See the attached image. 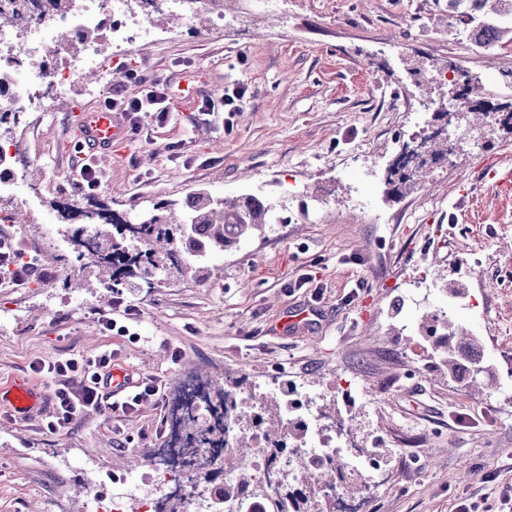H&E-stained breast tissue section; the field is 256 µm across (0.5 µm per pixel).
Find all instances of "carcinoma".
Listing matches in <instances>:
<instances>
[{
    "label": "carcinoma",
    "mask_w": 512,
    "mask_h": 512,
    "mask_svg": "<svg viewBox=\"0 0 512 512\" xmlns=\"http://www.w3.org/2000/svg\"><path fill=\"white\" fill-rule=\"evenodd\" d=\"M490 0H448L456 17L457 32L466 41H476L485 47L500 43L504 35L512 33V0H495L498 20H483L484 9ZM268 203L252 194L214 196L208 191L194 193L185 203L181 216L173 215L165 204L132 220L113 212L96 210L87 213L95 225L97 258L91 262L99 281L105 285L136 278L146 287L155 285L156 276L184 277L200 261L216 251H229L256 238L266 236L270 224L266 220ZM147 241L139 250L133 243ZM426 339H435L438 361L432 370L454 377L463 371L471 386L481 384L488 389L497 387V372L483 359L482 348L476 337L466 335L445 313L426 312L418 325ZM248 377H225L224 382L205 384L207 404L194 416L177 421L178 430L185 438L183 455L195 457L207 449L209 462L228 468L230 457L220 449L232 448L240 461L234 477L224 480L223 496L233 501L238 490L251 483L246 459L254 448V431H260L266 442L280 447L300 438L286 414L285 405L276 396L263 397L256 406H248L238 399L237 389ZM278 473L276 484L261 481L256 495L278 507L287 501L292 512H326L317 500L316 489L302 488L307 481V461L292 459L284 464L271 458Z\"/></svg>",
    "instance_id": "obj_1"
}]
</instances>
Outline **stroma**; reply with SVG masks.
I'll return each instance as SVG.
<instances>
[{
    "mask_svg": "<svg viewBox=\"0 0 512 512\" xmlns=\"http://www.w3.org/2000/svg\"><path fill=\"white\" fill-rule=\"evenodd\" d=\"M283 2L267 14L224 0L214 31L167 0L151 42L105 48L113 77L134 69L163 81L171 112L161 125L141 113L139 133L100 163L95 193L73 178L82 158L73 108L96 110L102 99L74 86L9 132L20 144L25 219L0 224V235L40 251L42 272L32 287L0 293V385L25 378L49 399L55 381L35 364L109 350L133 380L163 390L128 417L86 414L56 433L49 402L25 414L0 404V512H75L97 470L145 478L187 376L242 371L260 395L283 365L316 411L344 419L348 445L383 448V481L355 495L358 512H455L463 500L489 512L512 487V193L480 184L458 195L477 168L512 167V129L460 140L424 182L387 194L416 110L448 101L447 87L425 78L452 66L498 75L512 68V42L485 50L459 40L448 0ZM235 83L246 88L238 111L199 120L202 100ZM391 98L404 111H387ZM203 189L259 195L281 222L216 254L202 276H166L150 290L62 275L58 257L76 253L52 202L132 218ZM422 271L432 280L423 308L480 338L497 390L427 371L418 313L392 316ZM447 279L466 296L449 298ZM117 295L137 313L138 339L100 325Z\"/></svg>",
    "mask_w": 512,
    "mask_h": 512,
    "instance_id": "obj_1",
    "label": "stroma"
}]
</instances>
